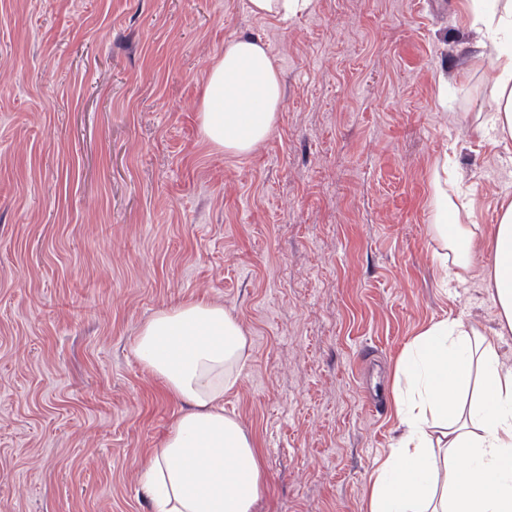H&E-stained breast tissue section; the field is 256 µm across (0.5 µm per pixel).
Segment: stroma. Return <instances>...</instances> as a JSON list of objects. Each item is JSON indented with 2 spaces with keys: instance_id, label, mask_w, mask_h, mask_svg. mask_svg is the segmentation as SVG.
I'll use <instances>...</instances> for the list:
<instances>
[{
  "instance_id": "obj_1",
  "label": "stroma",
  "mask_w": 512,
  "mask_h": 512,
  "mask_svg": "<svg viewBox=\"0 0 512 512\" xmlns=\"http://www.w3.org/2000/svg\"><path fill=\"white\" fill-rule=\"evenodd\" d=\"M0 0V512H151L140 472L180 410L135 358L140 326L206 298L243 326L224 409L256 438V512H365L397 447L394 367L431 324L497 313L481 265L444 281L452 224L496 222L512 150L478 132L489 64L471 4ZM262 39L284 100L231 156L199 107L225 42ZM249 10L258 16H272L288 22L308 9L311 0H248Z\"/></svg>"
}]
</instances>
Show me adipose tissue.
Segmentation results:
<instances>
[{
    "label": "adipose tissue",
    "mask_w": 512,
    "mask_h": 512,
    "mask_svg": "<svg viewBox=\"0 0 512 512\" xmlns=\"http://www.w3.org/2000/svg\"><path fill=\"white\" fill-rule=\"evenodd\" d=\"M475 61L491 60L494 104L484 135L512 145V0L474 12ZM283 104L267 45L244 36L224 45L201 102V132L232 155L269 136ZM433 236L459 269L483 259L498 327L448 318L423 330L396 372L402 438L372 474L368 512H512V363L501 340L512 334V200L497 222L449 224L439 205ZM248 341L223 305L200 298L156 312L133 353L182 408L141 474L152 512H255L267 491L257 441L224 409L239 382Z\"/></svg>",
    "instance_id": "obj_1"
}]
</instances>
